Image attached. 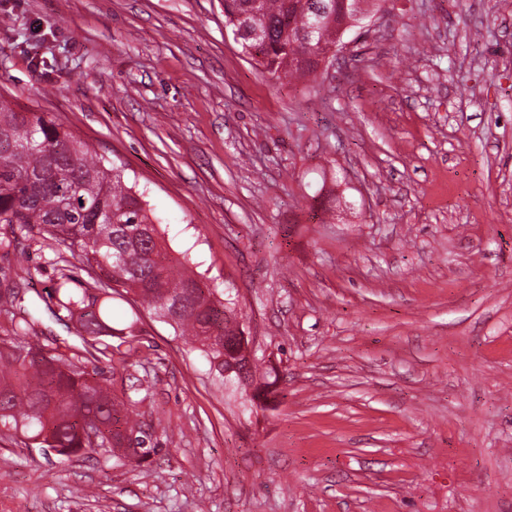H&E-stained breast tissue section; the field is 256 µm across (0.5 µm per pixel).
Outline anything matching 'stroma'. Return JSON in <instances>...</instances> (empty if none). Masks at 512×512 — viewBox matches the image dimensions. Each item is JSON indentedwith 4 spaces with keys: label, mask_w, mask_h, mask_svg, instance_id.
<instances>
[{
    "label": "stroma",
    "mask_w": 512,
    "mask_h": 512,
    "mask_svg": "<svg viewBox=\"0 0 512 512\" xmlns=\"http://www.w3.org/2000/svg\"><path fill=\"white\" fill-rule=\"evenodd\" d=\"M347 39L275 80L224 0H0V97L122 170L279 373L257 405L113 296L136 326L97 369L146 389L151 455L0 437V512H512V0H386ZM64 274L93 285L78 249L0 250L30 338L78 352Z\"/></svg>",
    "instance_id": "stroma-1"
}]
</instances>
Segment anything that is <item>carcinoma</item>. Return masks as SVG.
<instances>
[{
	"mask_svg": "<svg viewBox=\"0 0 512 512\" xmlns=\"http://www.w3.org/2000/svg\"><path fill=\"white\" fill-rule=\"evenodd\" d=\"M310 0H224V22L243 17L262 33L260 66L271 77L298 78L314 69L295 64L312 46L336 42L344 15L320 22L307 42L299 31L317 19ZM0 248L10 249L16 231L42 236L48 248L69 244L80 250L87 273L101 295L134 294L149 308L165 303L179 306L171 323L189 342L209 357L211 366L224 374V357L242 351L224 346L238 327L231 308L204 286L185 265L168 258L145 202L128 187L117 168L107 169L88 146L46 112H30L7 100L0 101ZM72 277L62 275L55 288L58 310L77 318L83 350L91 357H109L120 345L131 320L112 326V313L100 295L70 287ZM0 307L11 313L12 336L0 338V381L10 379L14 389L0 397V432L22 435L37 448H55L60 456L76 455L87 447L86 427H107L99 436L103 448L121 450L137 460L151 452L145 440L132 447L125 430H135L134 401L115 402L112 386L98 380L99 372L82 361H72L59 348L35 346L26 337L35 316L15 292L0 296Z\"/></svg>",
	"mask_w": 512,
	"mask_h": 512,
	"instance_id": "1",
	"label": "carcinoma"
}]
</instances>
